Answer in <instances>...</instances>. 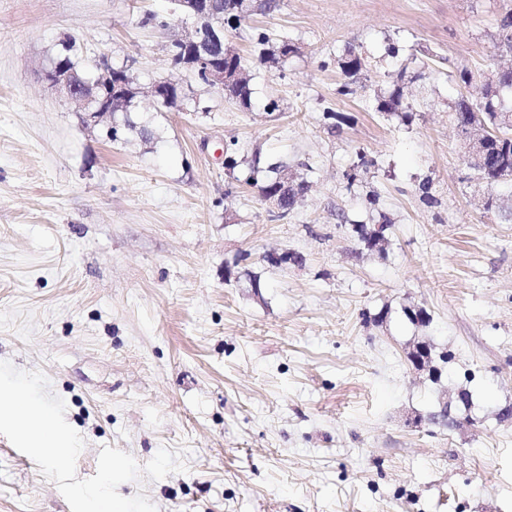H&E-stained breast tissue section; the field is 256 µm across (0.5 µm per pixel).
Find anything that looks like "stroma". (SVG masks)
<instances>
[{"mask_svg": "<svg viewBox=\"0 0 512 512\" xmlns=\"http://www.w3.org/2000/svg\"><path fill=\"white\" fill-rule=\"evenodd\" d=\"M505 2L281 0L226 32L250 108L183 72L192 100L161 112L145 92L187 30L168 0H0V360L42 371L64 400L85 440L78 478L103 446L141 464L164 446L185 449L186 472L118 488L157 512H512V423L498 419L512 406V182L477 180L448 118L475 94L459 71L512 64L494 47ZM256 28L296 53L259 63ZM69 35L80 67L127 64L141 94L111 119L150 127V142L108 141L49 84ZM350 50L365 68L343 96ZM418 59L411 121L374 111ZM256 155L312 168L285 219L242 184ZM378 211L392 226L371 249L354 227ZM271 251L300 260L271 267ZM418 308L427 323L408 319ZM421 342L453 361L415 368ZM463 390L453 424L428 421ZM0 512H71L2 435Z\"/></svg>", "mask_w": 512, "mask_h": 512, "instance_id": "stroma-1", "label": "stroma"}]
</instances>
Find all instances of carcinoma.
<instances>
[{
	"label": "carcinoma",
	"mask_w": 512,
	"mask_h": 512,
	"mask_svg": "<svg viewBox=\"0 0 512 512\" xmlns=\"http://www.w3.org/2000/svg\"><path fill=\"white\" fill-rule=\"evenodd\" d=\"M253 0H219L216 8L224 10V17L234 21L238 25L251 10ZM499 28L503 31L496 48L501 51L512 52V8L505 7L501 14ZM251 40L255 47L260 49L258 61L266 63L272 58L277 61L288 57L296 51L294 45L286 38L273 40L268 30L257 28L251 34ZM338 67L344 76V82L340 86V93L348 95L354 93V85L363 70V59L350 51L337 60ZM405 81V72L397 74L393 81V89L386 93H379L374 98V108L377 112L390 115H398L405 120H410L413 107L404 103L402 84ZM512 94V68L499 71V86L491 91L484 89L479 100H472L467 96L460 97L452 107L453 123L463 132L472 129L488 133L500 128L504 114L511 113L512 108H507L504 103V93ZM224 95L240 106L247 108L251 105L252 91L248 81L243 78H232L227 85ZM137 131L144 140L151 136V131L145 127L140 129L126 123L113 124L107 131V136L114 142H120L127 136L128 131ZM512 174V139L492 142L487 154L485 164L478 170L481 180L488 184L503 181V177ZM288 178V166L282 162H269L256 156L250 164V174L246 182L257 187L259 193L278 200L277 219L285 218L297 205L299 196L305 195L310 183L301 179L300 195H291L282 192L284 180Z\"/></svg>",
	"instance_id": "cac0c4a2"
}]
</instances>
